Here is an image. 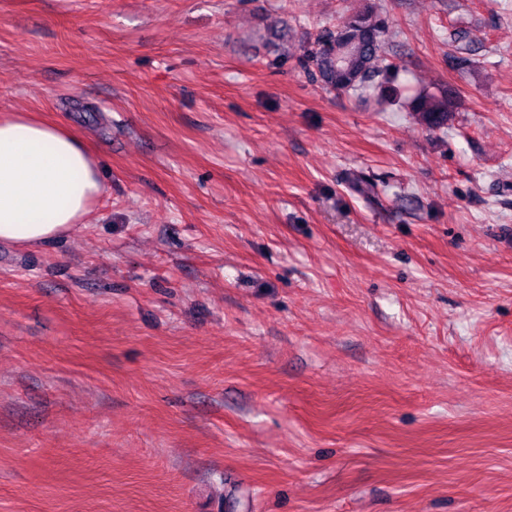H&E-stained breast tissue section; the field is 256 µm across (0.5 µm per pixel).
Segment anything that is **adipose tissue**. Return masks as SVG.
I'll use <instances>...</instances> for the list:
<instances>
[{
	"label": "adipose tissue",
	"mask_w": 512,
	"mask_h": 512,
	"mask_svg": "<svg viewBox=\"0 0 512 512\" xmlns=\"http://www.w3.org/2000/svg\"><path fill=\"white\" fill-rule=\"evenodd\" d=\"M103 191L76 131L27 112L0 115V246L28 250L68 236Z\"/></svg>",
	"instance_id": "1"
}]
</instances>
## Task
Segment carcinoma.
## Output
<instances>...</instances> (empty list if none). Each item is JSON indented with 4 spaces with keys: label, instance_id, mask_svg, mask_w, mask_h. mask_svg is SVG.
Segmentation results:
<instances>
[{
    "label": "carcinoma",
    "instance_id": "carcinoma-1",
    "mask_svg": "<svg viewBox=\"0 0 512 512\" xmlns=\"http://www.w3.org/2000/svg\"><path fill=\"white\" fill-rule=\"evenodd\" d=\"M386 31V21L372 10L356 12L344 19L336 32L322 34L311 53V59L322 81L337 91L352 89L345 82L343 72L335 61L325 53L341 51L345 41L354 44V53L348 58L346 66L360 74L356 85L363 86L379 73L377 61L382 51V37ZM412 112L419 121L430 130H440L448 125L451 112V96L446 92L438 95L424 93L412 104Z\"/></svg>",
    "mask_w": 512,
    "mask_h": 512
}]
</instances>
